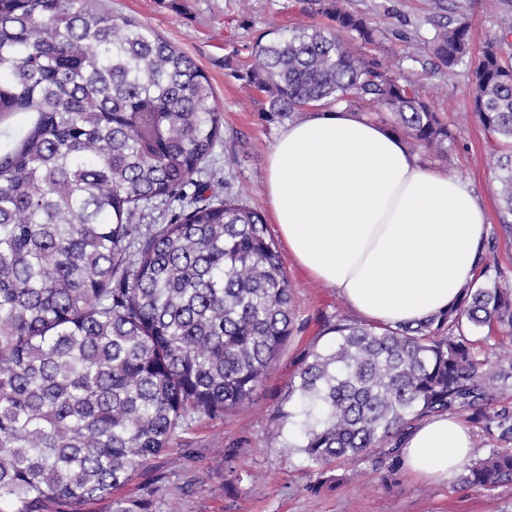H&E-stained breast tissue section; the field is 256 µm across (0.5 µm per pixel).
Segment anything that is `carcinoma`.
I'll return each mask as SVG.
<instances>
[{
	"instance_id": "carcinoma-1",
	"label": "carcinoma",
	"mask_w": 512,
	"mask_h": 512,
	"mask_svg": "<svg viewBox=\"0 0 512 512\" xmlns=\"http://www.w3.org/2000/svg\"><path fill=\"white\" fill-rule=\"evenodd\" d=\"M334 26L275 32L239 79L272 117L379 104L390 129L447 152L453 133L403 73L357 52L383 32L346 0H315ZM505 37L471 53L469 21L437 22L427 50L465 67L472 111L512 216V57ZM0 512H141L112 498L201 417L248 401L294 330L292 290L260 212L198 179L221 141L210 81L185 52L96 0H0ZM159 200L180 208L142 224ZM488 246L447 313L380 327L339 315L333 343L288 382L292 425L316 482L376 451L400 461L420 417L466 413L512 439V360H480L474 337L512 335V286ZM459 481L512 483V448L465 461Z\"/></svg>"
}]
</instances>
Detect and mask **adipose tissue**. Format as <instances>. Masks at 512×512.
<instances>
[{"mask_svg":"<svg viewBox=\"0 0 512 512\" xmlns=\"http://www.w3.org/2000/svg\"><path fill=\"white\" fill-rule=\"evenodd\" d=\"M264 192L292 259L368 323L445 312L481 268V199L357 111L320 108L286 125ZM401 448L406 469L435 482L470 456L473 437L460 417L438 414L408 430Z\"/></svg>","mask_w":512,"mask_h":512,"instance_id":"1","label":"adipose tissue"}]
</instances>
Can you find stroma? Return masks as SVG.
Wrapping results in <instances>:
<instances>
[{
	"label": "stroma",
	"mask_w": 512,
	"mask_h": 512,
	"mask_svg": "<svg viewBox=\"0 0 512 512\" xmlns=\"http://www.w3.org/2000/svg\"><path fill=\"white\" fill-rule=\"evenodd\" d=\"M113 14L152 28L190 57L208 76L223 117L222 141L202 174L216 191L231 187L249 206L267 213L264 177L268 154L284 123L266 115L262 93L234 77L246 69L254 47L269 30L289 33L328 26L308 0H103ZM349 10L383 32L368 55L391 63L430 102L454 132L448 154H416L424 166L467 184L484 202L496 256L512 274V234L506 233L497 194L498 173L487 158L492 136L478 120H462L472 105L468 70L447 77L417 46L430 40L439 17L470 22L473 53L512 26V0H347ZM298 325L249 401L223 419H197L179 433L150 466L137 472L121 496L147 503L148 512H512V484L488 491L466 488L457 474L439 482L412 476L404 466L378 465L374 458L337 464L339 483L311 493L315 480L305 458L285 445L291 426L276 408L303 358L330 345L326 321L348 314L335 291L311 281L294 263L285 265ZM283 439H275V432Z\"/></svg>",
	"instance_id": "35a3bbf8"
}]
</instances>
